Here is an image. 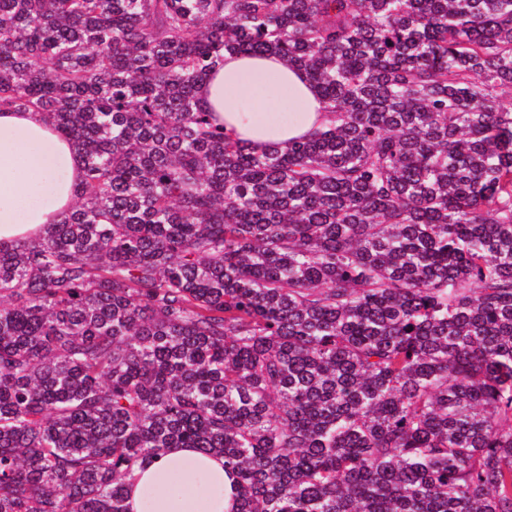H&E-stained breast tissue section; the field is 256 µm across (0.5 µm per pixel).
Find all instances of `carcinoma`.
I'll return each instance as SVG.
<instances>
[{
  "label": "carcinoma",
  "mask_w": 512,
  "mask_h": 512,
  "mask_svg": "<svg viewBox=\"0 0 512 512\" xmlns=\"http://www.w3.org/2000/svg\"><path fill=\"white\" fill-rule=\"evenodd\" d=\"M277 54L330 122L255 154L197 96ZM512 0H0V107L83 178L0 247V512H512ZM224 459L196 448H171L135 467L126 485L131 512H231L236 483Z\"/></svg>",
  "instance_id": "obj_1"
}]
</instances>
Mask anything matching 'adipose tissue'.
Here are the masks:
<instances>
[{
    "label": "adipose tissue",
    "mask_w": 512,
    "mask_h": 512,
    "mask_svg": "<svg viewBox=\"0 0 512 512\" xmlns=\"http://www.w3.org/2000/svg\"><path fill=\"white\" fill-rule=\"evenodd\" d=\"M198 97L225 131L261 153L328 122L304 70L279 56L225 54ZM82 165L74 143L34 112H0V244L40 236L70 211ZM236 483L224 460L173 448L136 466L126 486L131 512H232Z\"/></svg>",
    "instance_id": "ef3b65f1"
}]
</instances>
